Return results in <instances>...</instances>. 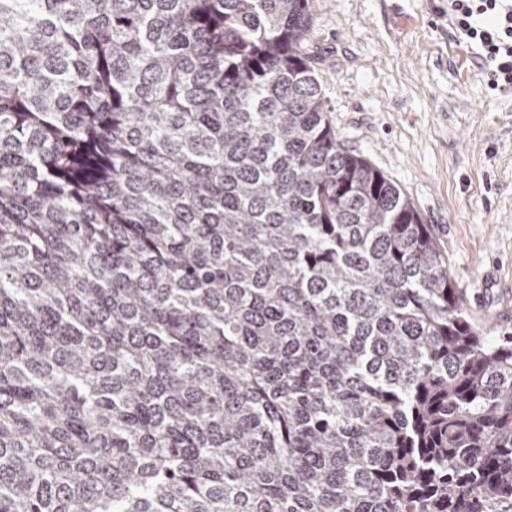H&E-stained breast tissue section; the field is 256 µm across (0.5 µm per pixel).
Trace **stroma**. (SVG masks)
I'll return each mask as SVG.
<instances>
[{
  "mask_svg": "<svg viewBox=\"0 0 512 512\" xmlns=\"http://www.w3.org/2000/svg\"><path fill=\"white\" fill-rule=\"evenodd\" d=\"M446 0H313L304 51L347 146L414 203L472 320L512 328V93L489 90Z\"/></svg>",
  "mask_w": 512,
  "mask_h": 512,
  "instance_id": "obj_1",
  "label": "stroma"
}]
</instances>
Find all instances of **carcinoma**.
I'll return each instance as SVG.
<instances>
[{"mask_svg":"<svg viewBox=\"0 0 512 512\" xmlns=\"http://www.w3.org/2000/svg\"><path fill=\"white\" fill-rule=\"evenodd\" d=\"M311 2L0 0V512H512V330Z\"/></svg>","mask_w":512,"mask_h":512,"instance_id":"cac0c4a2","label":"carcinoma"}]
</instances>
